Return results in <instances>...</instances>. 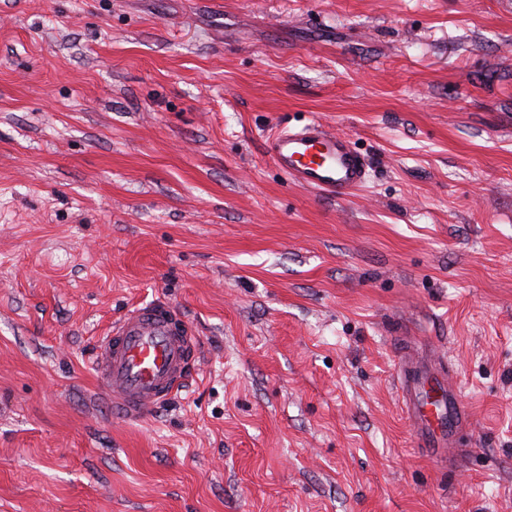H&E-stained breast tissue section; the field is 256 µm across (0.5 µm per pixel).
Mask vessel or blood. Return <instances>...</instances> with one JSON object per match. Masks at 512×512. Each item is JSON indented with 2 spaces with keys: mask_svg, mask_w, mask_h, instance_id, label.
<instances>
[{
  "mask_svg": "<svg viewBox=\"0 0 512 512\" xmlns=\"http://www.w3.org/2000/svg\"><path fill=\"white\" fill-rule=\"evenodd\" d=\"M264 151L292 182L342 199L369 176L367 160L349 137L314 120L277 128ZM197 338L169 303L139 307L113 323L96 348L93 369L112 413L126 421L146 418L178 393L196 366ZM419 448L446 462L469 414L446 374L421 366L402 351L397 371Z\"/></svg>",
  "mask_w": 512,
  "mask_h": 512,
  "instance_id": "1",
  "label": "vessel or blood"
}]
</instances>
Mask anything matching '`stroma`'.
Returning a JSON list of instances; mask_svg holds the SVG:
<instances>
[{"instance_id":"1","label":"stroma","mask_w":512,"mask_h":512,"mask_svg":"<svg viewBox=\"0 0 512 512\" xmlns=\"http://www.w3.org/2000/svg\"><path fill=\"white\" fill-rule=\"evenodd\" d=\"M311 119L347 198L262 149ZM154 300L198 369L126 422L90 363ZM0 512H512V0H0ZM264 151L292 182L342 199L369 176L367 160L347 136L312 120L298 129L278 127ZM397 376L419 448L446 464L469 422L458 388L445 373L421 366L409 350L400 354Z\"/></svg>"}]
</instances>
